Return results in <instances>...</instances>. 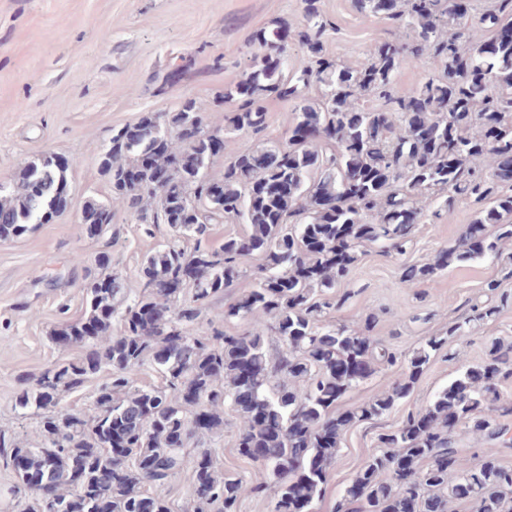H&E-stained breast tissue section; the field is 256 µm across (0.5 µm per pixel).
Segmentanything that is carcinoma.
Masks as SVG:
<instances>
[{
	"mask_svg": "<svg viewBox=\"0 0 512 512\" xmlns=\"http://www.w3.org/2000/svg\"><path fill=\"white\" fill-rule=\"evenodd\" d=\"M305 25L298 41L300 68L285 55L287 28L256 36L277 51L280 63L252 60L250 71L224 91L235 105L224 127L206 123L187 100L164 120L145 116L115 130L99 158L112 185V210L166 224L167 242L142 269L140 291L128 300L117 274L85 269L86 308L56 335L88 351L46 370L15 399L21 410L40 411L38 442L19 445L0 431V460L17 472L6 509L22 490L24 512H56L78 496L88 512H171L166 500L144 490L165 486L183 468L193 488L185 512H237L245 494L266 490L224 476L208 449L186 452L199 432L224 428L218 409L230 405L241 426L238 453L268 472L276 485L273 512H310L324 494L344 431L379 418L408 398L431 355L448 338L467 337L455 322L424 339L409 358L364 328L328 321V310L349 299L335 290L365 247L403 255L425 212L437 217L461 200L478 206L474 226H491L482 244L470 228L426 261L403 268L407 288L433 281L448 266L489 259L512 266V0H354L356 9L386 15L408 39L371 46L356 67L326 56L330 26L303 0ZM487 35H472L473 19ZM428 65L418 88L394 90L397 70ZM317 94L311 95V89ZM294 102L284 145L243 151L215 176L212 141L221 132L266 129L263 100ZM190 121L199 137L180 134ZM167 136L153 150L156 134ZM68 171L40 157L7 189H0V239L19 237L53 218L55 198L68 190ZM32 182L39 197L28 193ZM226 219L246 224L242 237L208 245L211 226ZM259 264L249 271L246 259ZM253 287L224 309V321L249 327L236 334L203 315L239 280ZM121 313V334L112 317ZM151 365L165 387H144L135 376ZM403 364L405 377L361 405L336 412L339 400L378 368ZM104 368L110 380L89 392L92 416L60 407L61 396L86 386ZM512 378V345L493 343L485 360L467 368L429 403L408 412L402 425L379 435L381 452L357 473L335 512H451L471 500L477 512H512V466L489 456L473 464L459 448L456 428L500 439L499 418L512 413L497 386Z\"/></svg>",
	"mask_w": 512,
	"mask_h": 512,
	"instance_id": "1",
	"label": "carcinoma"
}]
</instances>
